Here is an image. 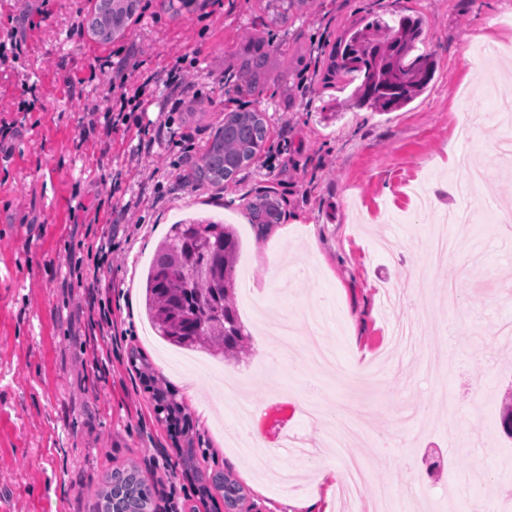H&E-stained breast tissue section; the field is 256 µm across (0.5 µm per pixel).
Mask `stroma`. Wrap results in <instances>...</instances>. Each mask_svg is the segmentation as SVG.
<instances>
[{
	"instance_id": "35a3bbf8",
	"label": "stroma",
	"mask_w": 512,
	"mask_h": 512,
	"mask_svg": "<svg viewBox=\"0 0 512 512\" xmlns=\"http://www.w3.org/2000/svg\"><path fill=\"white\" fill-rule=\"evenodd\" d=\"M424 20L436 72L406 107L380 113L355 107L354 82L320 81L324 47L352 23L396 25L405 11ZM87 0H0V36L19 29L18 64H0V104L34 101L35 111H0L15 127L0 154V512H93L104 478L115 468L154 466L169 482L150 481L157 512H225L214 493L199 502L195 477L182 464L183 440L159 423L144 382L131 364L140 351L189 409L203 472L229 470L245 487L250 512H338V488L319 480L335 464L319 453L322 425L305 418V402L339 415L350 393L365 402L370 425L352 452L369 482L389 489L416 512L429 505L463 512L464 502L493 499L512 480V439L500 425L502 398L512 388V227L449 225L464 260L432 265L429 225L465 208L462 183L485 170L475 204H512V154L501 157L503 130L488 120L495 100L512 103V0H310L287 24H267L260 0H215L171 15L152 0L124 38L102 44L71 32L85 21ZM121 77L141 88L139 120L105 122L99 68L112 55ZM198 75L173 125L143 147L163 120L166 80L177 57ZM265 112L269 139L258 161L224 188L193 179L176 183L189 134L203 146L225 112ZM469 122V144L457 133ZM276 194L281 223L258 235L246 210L257 190ZM222 220L240 248L236 307L250 333L251 355L224 362L240 379L242 397L274 400L280 374L291 393L287 410L264 422L243 421L221 405L214 382L181 348L149 337L142 283L172 224ZM112 306L102 327L98 305ZM295 320V350L275 363L261 313ZM329 312L320 331L340 370L377 365L393 321L456 323L454 344L436 340L386 366L377 386L310 367L311 337L298 319ZM287 428L313 450L284 490L279 473L294 464L274 449ZM260 435L255 457L232 448L236 432ZM418 482L406 479L408 469Z\"/></svg>"
}]
</instances>
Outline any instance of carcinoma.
I'll use <instances>...</instances> for the list:
<instances>
[{
    "label": "carcinoma",
    "mask_w": 512,
    "mask_h": 512,
    "mask_svg": "<svg viewBox=\"0 0 512 512\" xmlns=\"http://www.w3.org/2000/svg\"><path fill=\"white\" fill-rule=\"evenodd\" d=\"M308 0H265L272 24H284ZM140 0H96L87 31L106 44L121 37L140 15ZM379 35L367 25L332 44L323 61V83L361 79L356 88L360 107L394 112L422 93L433 79L436 62L429 52L415 53L425 39L423 19L403 15L397 25H384ZM269 138L265 114L237 109L224 113L220 124L196 157L193 178L222 187L254 164ZM252 224L264 232L280 220L278 202L268 194L247 203ZM239 240L233 230L214 221L186 220L173 225L146 276L145 308L158 335L182 349L210 346L224 357L238 352L249 339L235 307V258ZM132 364L147 383L157 420L168 424L186 415V408L144 356ZM183 464L198 476L200 497L224 493L226 506L242 509L244 487L230 472L207 476L198 465L194 435L185 434ZM97 512H156L147 480L132 466L108 475L97 493Z\"/></svg>",
    "instance_id": "1"
}]
</instances>
